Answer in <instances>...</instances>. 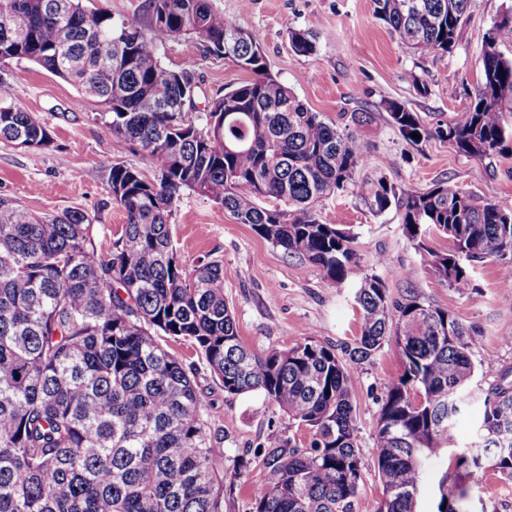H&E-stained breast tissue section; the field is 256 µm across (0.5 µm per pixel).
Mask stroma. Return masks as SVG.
<instances>
[{
	"label": "stroma",
	"mask_w": 512,
	"mask_h": 512,
	"mask_svg": "<svg viewBox=\"0 0 512 512\" xmlns=\"http://www.w3.org/2000/svg\"><path fill=\"white\" fill-rule=\"evenodd\" d=\"M211 8L260 39L271 73L326 121L355 131L366 160L363 180H384L397 194L428 190L452 180L477 197L512 199V157H476L457 153L436 137L407 144L392 128L382 104L397 99L416 112L427 127L466 111L480 80V57L493 22L512 10V0H470L468 17L452 52L420 57L402 45L374 14L372 0H209ZM311 32L317 50L295 54L290 28ZM164 67L194 70V103L207 100L247 80L230 60L204 55L192 40H172L159 50ZM26 76L15 103L47 127V149L25 148L0 140V197H10L37 215L79 208L98 219L97 237L111 248L124 215L112 204L108 177L122 164L156 176L149 156L106 131L103 107L83 98L69 82L40 66L22 62ZM427 93H420L419 85ZM366 112L370 121L354 125L351 116ZM321 219L346 228L354 237L359 273L383 278L391 299L409 295L451 310L473 330L472 358L477 366L479 399L456 424L460 439L472 436L483 414L482 394L504 373H512V288L502 285L508 269L498 263L476 265L473 287L465 294L450 288L420 255L404 232L397 207L372 212L353 193L326 198ZM171 233L182 261L193 265L208 257L224 266V297L233 312L242 343L255 351L292 347L304 337L342 350L360 333L354 283L337 288L323 271L288 255L238 223L224 208L194 192H184L171 219ZM161 344L193 365L198 388L207 397L205 418L224 450V473L233 484L224 512H252L265 469L262 452L285 437L308 446V429L297 426L252 392L230 395L212 377L201 354L169 337ZM354 382L356 442L364 480L355 512H377L383 497L376 471L375 426L389 380L403 372L398 351L383 347L370 359L349 364ZM465 512H512V481L488 474L481 488L464 500Z\"/></svg>",
	"instance_id": "1"
}]
</instances>
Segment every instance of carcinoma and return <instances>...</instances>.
Segmentation results:
<instances>
[{"label": "carcinoma", "instance_id": "1", "mask_svg": "<svg viewBox=\"0 0 512 512\" xmlns=\"http://www.w3.org/2000/svg\"><path fill=\"white\" fill-rule=\"evenodd\" d=\"M470 0H373L374 13L421 57L450 52ZM182 38L222 55L252 78L204 109L183 99L190 69L161 64L158 48ZM292 50L310 55L312 35L289 31ZM512 14L485 36L471 107L430 130L405 103L388 100L389 124L417 145L436 134L457 152L512 156ZM0 57L28 61L73 83L106 110L112 135L145 151L151 180L115 164L113 205L125 214L108 255L97 220L79 209L37 218L0 197V512H224V451L207 432L206 396L194 369L156 336L182 339L204 357L230 395L260 392L309 429L300 448L285 439L265 453V484L253 512H354L363 482L352 381L334 349L310 337L288 349L253 351L240 341L224 298V267H187L170 220L186 191L208 198L263 239L318 266L340 288L356 270L353 237L323 222L317 204L352 190L375 213L397 198L384 181H361L363 145L338 130L269 70L257 35L214 12L209 0H149L144 23L116 22L82 0H0ZM22 71L0 79V139L47 149L52 137L14 103ZM420 138H412V133ZM408 239L459 293L469 268L512 265V203L481 201L451 180L398 201ZM432 230L451 240L430 250ZM360 337L349 351L366 360L393 344L403 373L387 384L375 429L377 512H415L428 462L447 453L438 512L489 472L512 480V381L483 398L480 439L455 445L464 395L473 392V331L454 313L409 296L389 299L381 278L356 277ZM460 484L448 497V478Z\"/></svg>", "mask_w": 512, "mask_h": 512}]
</instances>
